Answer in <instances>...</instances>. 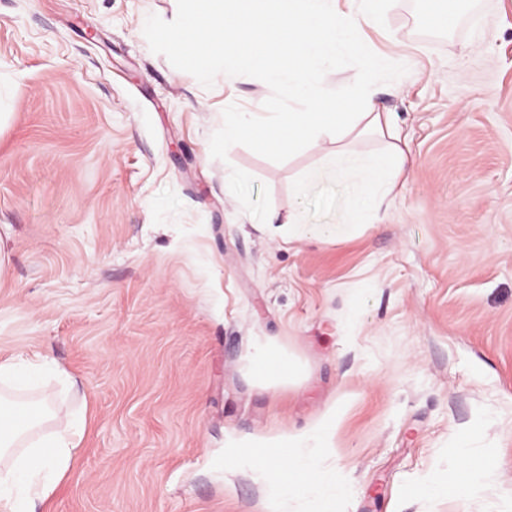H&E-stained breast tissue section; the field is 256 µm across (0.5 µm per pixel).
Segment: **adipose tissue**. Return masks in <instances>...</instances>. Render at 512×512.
<instances>
[{
  "instance_id": "ef3b65f1",
  "label": "adipose tissue",
  "mask_w": 512,
  "mask_h": 512,
  "mask_svg": "<svg viewBox=\"0 0 512 512\" xmlns=\"http://www.w3.org/2000/svg\"><path fill=\"white\" fill-rule=\"evenodd\" d=\"M193 2L186 34L175 37L184 54L200 58L206 49H222L228 34L236 37L233 53L250 60L260 47L278 45L277 60L264 66L266 78L295 103L294 108L270 117L256 112L225 113V146L248 139L277 150L299 136L314 142L324 138L341 142L350 134L367 132L393 138V145L383 153L340 146L328 154V167L309 171L296 187L302 196L331 177L356 189L347 223L308 224L305 233L330 240L363 227L368 211L395 195L416 160L396 145L399 133L391 115L380 111L372 97L355 98L342 87L327 91L323 64L336 55H354L365 58L372 69L388 68V59L370 51L359 37L361 24L376 22L384 0H351L347 11L341 9L340 0H289L290 7L283 13L269 11L265 0ZM49 364L48 357L39 352L18 350L0 358V384L14 389L32 386L35 375ZM51 404V397L45 395L27 404L25 422L0 420V512H39L71 469L85 419L76 416L63 430L41 433ZM335 429L336 412L331 409L314 426L283 433L279 438L283 452L277 456L258 453L256 438H233L225 449L224 463L234 467L257 464L265 470L268 512H281L288 496L322 485L329 493L320 500V512H335L337 502L347 494L346 486L323 465ZM488 469V464L478 465L470 456H462L452 485L428 486L421 493L442 495L452 486L464 495L478 492Z\"/></svg>"
}]
</instances>
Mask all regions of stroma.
Listing matches in <instances>:
<instances>
[{
    "label": "stroma",
    "mask_w": 512,
    "mask_h": 512,
    "mask_svg": "<svg viewBox=\"0 0 512 512\" xmlns=\"http://www.w3.org/2000/svg\"><path fill=\"white\" fill-rule=\"evenodd\" d=\"M190 9L0 0V354L47 352L74 379L17 393L55 391L51 428L88 416L44 512H265L227 439L330 408L338 512H512V0H388L362 37L391 66L326 62L327 86L372 94L417 159L337 241L288 239L289 213L345 219L351 187L294 193L335 143L225 149V113L280 95L231 50L182 55ZM228 166L251 174L240 197ZM259 343L298 375L259 378ZM464 443L499 460L484 490L422 497Z\"/></svg>",
    "instance_id": "obj_1"
}]
</instances>
